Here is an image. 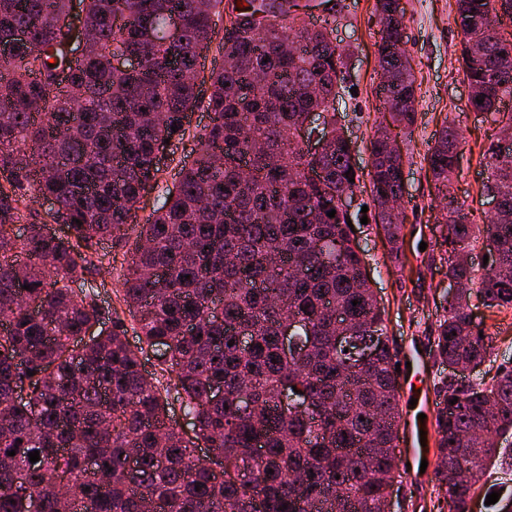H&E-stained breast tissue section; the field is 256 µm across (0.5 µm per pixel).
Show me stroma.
I'll use <instances>...</instances> for the list:
<instances>
[{
	"label": "stroma",
	"mask_w": 512,
	"mask_h": 512,
	"mask_svg": "<svg viewBox=\"0 0 512 512\" xmlns=\"http://www.w3.org/2000/svg\"><path fill=\"white\" fill-rule=\"evenodd\" d=\"M403 11L405 49L416 77L417 112L411 135L398 137L405 160L404 267L388 259L385 235L375 224L355 225L354 240L363 254L370 284L384 304L388 334L402 365L398 379L401 422L406 425L421 413L434 417L437 383L448 375L447 366L434 362L430 353L434 329L448 306V277L437 246L444 225L424 156L444 122L453 123L461 135L454 193L471 222L484 224L492 204L485 192L489 172L481 151L497 140L502 113L512 112V96H504L496 112L470 108L457 61L460 38L454 23L455 0H403ZM310 19L328 20L337 43L350 52L346 79L336 98V118L353 141L358 166L368 170L369 137L383 110L378 97L375 0H332L331 6L313 11ZM210 123L211 114L205 108L192 112L186 136L174 143L157 183L138 203L126 239L100 250L103 266L112 269L111 277L97 289L102 304L116 303L142 224L151 219L157 200L177 185L181 168L192 164L199 139ZM476 311L493 340L490 359L481 368L489 378L499 365L512 367V311L492 316L481 305ZM415 349L421 353V363L411 367L407 360ZM427 462L424 473L404 472L401 485L393 492L394 502L407 503L406 512H448L445 493L434 479L436 454H429Z\"/></svg>",
	"instance_id": "obj_1"
}]
</instances>
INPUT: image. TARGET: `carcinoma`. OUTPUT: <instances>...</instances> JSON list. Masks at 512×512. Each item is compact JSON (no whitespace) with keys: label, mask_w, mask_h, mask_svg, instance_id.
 Instances as JSON below:
<instances>
[{"label":"carcinoma","mask_w":512,"mask_h":512,"mask_svg":"<svg viewBox=\"0 0 512 512\" xmlns=\"http://www.w3.org/2000/svg\"><path fill=\"white\" fill-rule=\"evenodd\" d=\"M71 2L0 0V34L27 32L0 61V512H28L34 496L37 512H60L46 491L52 481L73 490L70 512H385L402 479L396 352L351 238L348 222L359 215L327 212L368 176L374 222L402 263V222L389 206L401 195L402 159L381 127L365 175L336 124L315 127L318 152L298 138L305 115L334 108L341 88L346 54L332 30L307 21L299 0L270 8L265 0L242 8L81 0L91 40L72 60L56 24ZM455 2L461 69L478 88L470 106L495 110L512 95V30L503 21L512 22V10ZM376 12L379 65L392 79L382 87L385 108L409 129L413 69L396 45L392 0H377ZM173 13L183 24L169 42ZM224 14L241 32L215 31L212 17ZM291 39L294 53L284 48ZM215 41L229 65L209 76L212 124L177 192L142 225L147 246L123 274L121 310L104 307L89 278L98 248L123 238L132 206L160 171L158 146L183 138L200 102L192 74ZM118 53L140 66L115 69ZM61 72L64 86L55 81ZM459 145L446 125L426 157L445 213L448 276L464 285L436 324L431 352L475 373L492 337L469 322L470 292L493 313L512 310V147L485 153L498 210L481 229L452 187ZM27 188L55 201L49 217L65 233L39 224L15 232ZM483 230L496 238L485 275L464 259ZM127 319L137 325L135 349ZM236 327L249 330L248 347ZM148 352L159 354L161 375L144 368ZM291 386L299 395L285 407L280 396ZM438 393L435 479L448 512H470L475 484L503 462L501 444L512 447V368L488 381H443ZM173 399L193 435L173 421ZM462 457L471 469L458 483L451 472Z\"/></svg>","instance_id":"1"}]
</instances>
